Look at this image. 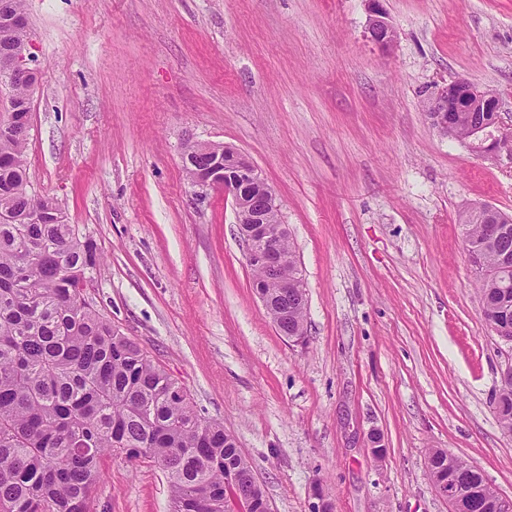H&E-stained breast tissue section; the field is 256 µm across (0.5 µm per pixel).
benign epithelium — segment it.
I'll list each match as a JSON object with an SVG mask.
<instances>
[{"label":"benign epithelium","mask_w":512,"mask_h":512,"mask_svg":"<svg viewBox=\"0 0 512 512\" xmlns=\"http://www.w3.org/2000/svg\"><path fill=\"white\" fill-rule=\"evenodd\" d=\"M26 30L27 16L7 8L0 10V43L9 46L7 56L0 60V84L10 89L19 83L27 85V101L30 102L38 84L39 67L28 51V39H17L18 33ZM368 33L372 41L382 46L394 40V31L380 0H369ZM431 101L432 123L450 137L455 136L450 113H495L492 128L497 130V137L490 144H484L489 127L477 124L471 129L470 141L487 154L496 153L504 146L512 150V127L501 121V98L496 90L458 78L439 87ZM220 151L224 152V165L228 169L219 176L196 178L193 184L201 189L220 187L232 197L247 263L263 273V277L253 282V291L265 310L271 313L278 333L293 343H302L305 329L288 328V295L305 297L304 281L299 272L291 281L283 276V270L288 266V251L284 247L288 241V225L272 224L267 220V214L278 207L275 193L262 171L241 150L221 143L195 144L198 155ZM429 472L437 493L452 504L453 512H469V504L475 499L483 500L493 512H512V500L502 498L486 482L475 483L465 490L450 477L436 472L432 465ZM231 483L237 495L231 498V505L225 507L224 512H240L244 501L254 502L253 491L260 484L253 472L241 476L233 474Z\"/></svg>","instance_id":"1"}]
</instances>
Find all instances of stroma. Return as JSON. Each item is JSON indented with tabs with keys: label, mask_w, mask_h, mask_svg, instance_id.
Returning a JSON list of instances; mask_svg holds the SVG:
<instances>
[{
	"label": "stroma",
	"mask_w": 512,
	"mask_h": 512,
	"mask_svg": "<svg viewBox=\"0 0 512 512\" xmlns=\"http://www.w3.org/2000/svg\"><path fill=\"white\" fill-rule=\"evenodd\" d=\"M25 0L40 67L27 167L106 264L85 290L223 424L273 512H450L442 449L512 499L493 399L512 346L482 318L459 222L512 214V152L442 135L424 105L466 78L512 124V0ZM197 141L262 171L300 260L307 339L251 288L231 197L188 180ZM384 448L375 457L373 444ZM90 512H170L164 472L108 455ZM368 33L372 41L382 46L391 44L394 31L387 21L385 10L379 0L369 1Z\"/></svg>",
	"instance_id": "35a3bbf8"
}]
</instances>
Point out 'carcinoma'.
<instances>
[{
	"mask_svg": "<svg viewBox=\"0 0 512 512\" xmlns=\"http://www.w3.org/2000/svg\"><path fill=\"white\" fill-rule=\"evenodd\" d=\"M27 149L28 137L0 127V210L16 218L0 222V512H89L107 453L157 464L172 512H224V471L251 463L85 298L101 255L53 198L32 190ZM459 220L487 270L512 261V223L492 239L486 213ZM478 292L486 324L512 330V275L482 277ZM493 405L512 434V386ZM448 473L484 480L452 454Z\"/></svg>",
	"mask_w": 512,
	"mask_h": 512,
	"instance_id": "carcinoma-1",
	"label": "carcinoma"
}]
</instances>
